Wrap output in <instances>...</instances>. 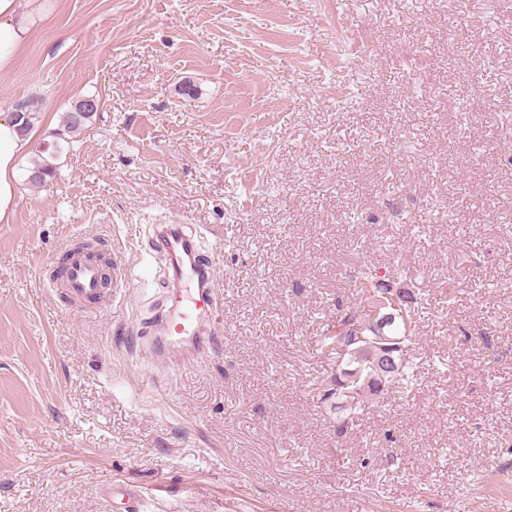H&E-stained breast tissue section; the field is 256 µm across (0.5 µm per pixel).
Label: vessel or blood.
Here are the masks:
<instances>
[{
	"label": "vessel or blood",
	"instance_id": "1",
	"mask_svg": "<svg viewBox=\"0 0 512 512\" xmlns=\"http://www.w3.org/2000/svg\"><path fill=\"white\" fill-rule=\"evenodd\" d=\"M152 244L165 258L168 273L141 348L151 359L176 371L206 360L222 341L217 322L221 297L216 290L214 261L202 252L189 225L177 220L156 225ZM127 284L125 271L116 267L111 287H104L100 265L81 246L65 250L56 274L50 277L51 287L77 305L87 301L105 304ZM103 492L124 499L125 512H137L141 492L136 487L112 483L104 486Z\"/></svg>",
	"mask_w": 512,
	"mask_h": 512
}]
</instances>
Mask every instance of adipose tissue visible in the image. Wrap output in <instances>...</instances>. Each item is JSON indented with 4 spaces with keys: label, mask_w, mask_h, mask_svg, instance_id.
Here are the masks:
<instances>
[{
    "label": "adipose tissue",
    "mask_w": 512,
    "mask_h": 512,
    "mask_svg": "<svg viewBox=\"0 0 512 512\" xmlns=\"http://www.w3.org/2000/svg\"><path fill=\"white\" fill-rule=\"evenodd\" d=\"M43 11L42 0H0V72L11 69ZM11 112L0 111V223H10L18 200L17 176L29 138Z\"/></svg>",
    "instance_id": "obj_1"
}]
</instances>
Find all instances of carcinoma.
<instances>
[{
	"label": "carcinoma",
	"instance_id": "1",
	"mask_svg": "<svg viewBox=\"0 0 512 512\" xmlns=\"http://www.w3.org/2000/svg\"><path fill=\"white\" fill-rule=\"evenodd\" d=\"M97 110L86 107V99L75 101L62 116V129L57 131L53 140L43 143L31 157L27 175L37 173L38 179H28V183L42 187L56 173V160L63 153L67 138L80 134L93 123ZM395 275H382L379 268L363 264L355 277L358 298L350 305L339 309L336 320L326 324L320 338L321 348L328 355L336 358L347 347L350 353L345 360L347 373L341 377L330 375L318 381L317 398L324 405H335L336 409L346 411L343 419L336 422V436L343 437L354 422V418L366 409L379 404V386L386 389L398 388L404 395H409L418 384V362L410 355L412 337L415 335V306L413 295L405 292L407 299L395 300L390 292L388 281ZM387 305L397 306V312L409 325V332H404L401 322L387 325L391 336H401L399 348L400 363L398 370L386 378L385 382L372 379L374 350L370 349L367 338L374 335L371 315L374 309Z\"/></svg>",
	"mask_w": 512,
	"mask_h": 512
}]
</instances>
